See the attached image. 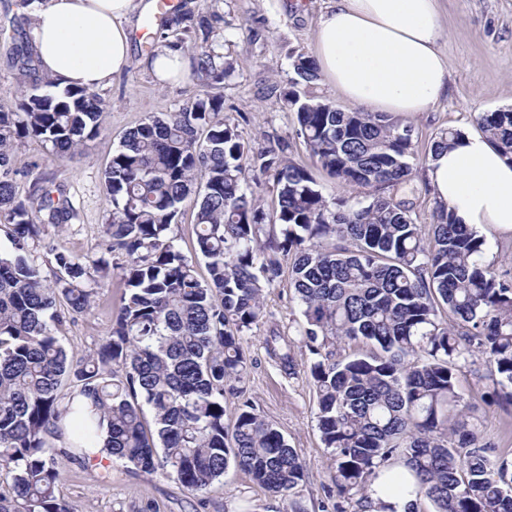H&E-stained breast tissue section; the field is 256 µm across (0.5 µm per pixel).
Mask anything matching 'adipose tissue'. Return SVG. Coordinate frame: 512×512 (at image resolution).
<instances>
[{"label":"adipose tissue","instance_id":"ef3b65f1","mask_svg":"<svg viewBox=\"0 0 512 512\" xmlns=\"http://www.w3.org/2000/svg\"><path fill=\"white\" fill-rule=\"evenodd\" d=\"M438 0H334L314 57L347 103L369 112L428 111L448 88ZM147 0H40L29 28L41 72L60 87L111 84L132 63L129 20ZM435 203L479 234L512 235V160L478 132L440 151L426 171Z\"/></svg>","mask_w":512,"mask_h":512}]
</instances>
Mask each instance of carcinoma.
I'll return each mask as SVG.
<instances>
[{
  "label": "carcinoma",
  "instance_id": "1",
  "mask_svg": "<svg viewBox=\"0 0 512 512\" xmlns=\"http://www.w3.org/2000/svg\"><path fill=\"white\" fill-rule=\"evenodd\" d=\"M220 21L187 0L147 21L154 41L189 51L200 93L130 130L105 167L112 209L103 234L113 259L88 263L55 249L60 274L50 284L32 250L44 226L61 227L78 213L65 185L49 188L52 177L19 194L14 150L35 139L71 161L100 133L103 109L83 88L59 92L38 77L28 18H0V35L12 32L7 64L21 80L15 98L0 104V219L13 248L0 254V474L10 478L0 512H70L60 493L65 463H95L89 450L103 428L112 460L161 471L190 491L205 492L232 463L273 494L294 490L305 468L279 430L247 404L232 425L224 421V385L246 369L243 333L262 316L263 290L287 258L338 496L358 494L367 508V487L402 461L435 512H512V472L469 429L457 390L458 373L477 354L493 384L512 387V278L495 274L484 261L485 238L443 206L430 229L415 221L396 199L413 178L414 127L300 91L318 78L307 57L295 60L296 79L283 95L297 115L296 135L361 199L327 198L281 142L252 150L224 119L217 92L234 72L213 46ZM475 122L512 160V108L481 112ZM461 135L440 130L431 153ZM251 172L272 179L270 213L250 189ZM190 198L205 281L169 236ZM270 222L280 232L266 229ZM115 269L127 292L112 331L75 360L54 329L89 311ZM345 340L373 351L338 357ZM276 341H267L270 358L294 370ZM68 426L75 442L62 448Z\"/></svg>",
  "mask_w": 512,
  "mask_h": 512
}]
</instances>
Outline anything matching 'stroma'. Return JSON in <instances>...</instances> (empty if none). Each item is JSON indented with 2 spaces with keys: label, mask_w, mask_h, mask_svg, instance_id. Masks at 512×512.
<instances>
[{
  "label": "stroma",
  "mask_w": 512,
  "mask_h": 512,
  "mask_svg": "<svg viewBox=\"0 0 512 512\" xmlns=\"http://www.w3.org/2000/svg\"><path fill=\"white\" fill-rule=\"evenodd\" d=\"M197 9L218 12L223 20L212 40L217 52L234 63L226 79L224 117L236 124L242 139L253 147L269 138L288 142L286 152L295 162L313 160L295 135L297 117L289 111L283 93L295 74L296 56H312L318 21L332 0H194ZM444 27L440 49L448 62V92L430 111L411 116L418 137V156L427 155L437 132L444 128L471 131L478 113L512 108V0H440ZM136 13L131 22L132 64L111 85L97 90L103 103L104 130L87 141L73 161H58L49 145L29 140L14 153L19 169L37 165L39 173L63 181L78 210L63 230L45 227L33 256L46 279L56 269L53 249H66L95 261L105 253L102 226L112 204L101 173L122 136L161 113L177 111L198 93L196 82L184 78L162 85L144 69L150 43ZM196 208L185 202L170 235L177 248L193 258L199 278H207L203 259L195 255ZM125 291L120 274L97 289L89 312L57 326L55 334L70 354L82 357L109 335ZM264 312L243 338L247 369L242 391L224 392V408L234 414L242 401L274 425L305 465L304 481L290 494L272 495L252 476L229 466L223 479L199 495L163 474L148 475L113 462L112 478L102 482L101 466L67 465L63 494L71 512H359L356 500L333 495L334 470L317 427L318 398L309 373L312 356L299 338L302 316L294 291L280 280L263 292ZM279 332L289 340L295 365L288 375L268 356L266 339ZM481 357L463 368L458 390L484 441L495 446L497 459L512 462V404L494 402L484 377Z\"/></svg>",
  "instance_id": "35a3bbf8"
}]
</instances>
